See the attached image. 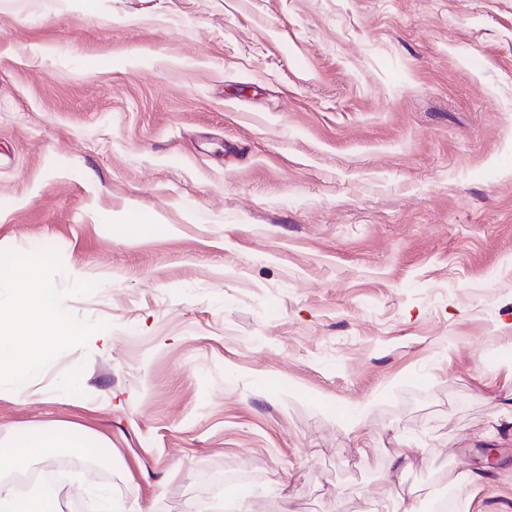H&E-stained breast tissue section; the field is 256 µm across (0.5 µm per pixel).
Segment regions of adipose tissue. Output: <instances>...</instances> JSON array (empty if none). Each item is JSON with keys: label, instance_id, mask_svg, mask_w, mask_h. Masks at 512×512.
<instances>
[{"label": "adipose tissue", "instance_id": "obj_1", "mask_svg": "<svg viewBox=\"0 0 512 512\" xmlns=\"http://www.w3.org/2000/svg\"><path fill=\"white\" fill-rule=\"evenodd\" d=\"M16 293L12 301L0 305V374H6L17 393H26V381L54 350L77 334L66 314L55 302L49 283L32 268L21 266L15 271ZM78 456L96 452L89 439L65 443L56 428H47L34 440L0 446V461L16 467L31 458L48 462L60 450Z\"/></svg>", "mask_w": 512, "mask_h": 512}]
</instances>
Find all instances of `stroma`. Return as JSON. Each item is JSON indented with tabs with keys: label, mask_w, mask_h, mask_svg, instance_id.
Returning a JSON list of instances; mask_svg holds the SVG:
<instances>
[{
	"label": "stroma",
	"mask_w": 512,
	"mask_h": 512,
	"mask_svg": "<svg viewBox=\"0 0 512 512\" xmlns=\"http://www.w3.org/2000/svg\"><path fill=\"white\" fill-rule=\"evenodd\" d=\"M31 249L65 507L512 512V0H0V300Z\"/></svg>",
	"instance_id": "stroma-1"
}]
</instances>
